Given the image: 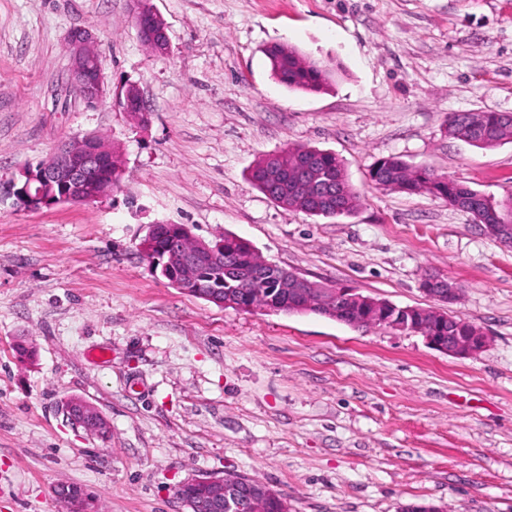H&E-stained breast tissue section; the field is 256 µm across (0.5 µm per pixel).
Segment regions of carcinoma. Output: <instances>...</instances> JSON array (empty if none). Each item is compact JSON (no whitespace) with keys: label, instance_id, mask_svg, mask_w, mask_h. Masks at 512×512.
Segmentation results:
<instances>
[{"label":"carcinoma","instance_id":"cac0c4a2","mask_svg":"<svg viewBox=\"0 0 512 512\" xmlns=\"http://www.w3.org/2000/svg\"><path fill=\"white\" fill-rule=\"evenodd\" d=\"M265 54L273 77L291 89L320 93L332 86L331 68L304 55L295 46L273 44L266 48ZM444 133L481 149H494L512 143V114L452 113L446 120ZM273 163L287 171V181L273 184L264 179V171ZM248 179L272 201L311 216H350L362 204V196L349 182L342 159L316 147L290 144L262 155L250 167ZM369 179L375 188L383 191L427 194L465 212L475 211L474 220L481 225H512V194L494 201L454 178L437 176L398 156L377 160ZM279 272L280 266L263 260L250 242L226 233L224 271L208 269L206 277L235 294L244 305L258 309L266 305L268 297H284Z\"/></svg>","mask_w":512,"mask_h":512}]
</instances>
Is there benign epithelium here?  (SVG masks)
Instances as JSON below:
<instances>
[{
	"label": "benign epithelium",
	"mask_w": 512,
	"mask_h": 512,
	"mask_svg": "<svg viewBox=\"0 0 512 512\" xmlns=\"http://www.w3.org/2000/svg\"><path fill=\"white\" fill-rule=\"evenodd\" d=\"M133 2L134 21L141 40L155 55L166 56L170 47L166 27L144 23L142 0ZM69 42L72 57L70 84L86 106L95 107L104 101L107 90L94 35L86 27L77 28L70 32ZM114 100L124 112L132 107L138 109L137 113L131 115L137 123L148 121V109L136 85L123 86L115 93ZM6 194L23 207L34 210L103 201L112 196V148L98 136L67 140L47 159L26 167L20 179L10 181ZM486 233L497 238L501 246L512 247L511 224H492L486 228ZM223 253L224 239L206 241L195 237L192 248L170 243L160 250L153 261L166 270L175 287L222 306L226 301L232 302V299H224L222 288L201 291L200 272L205 264ZM280 287L287 291L288 304L296 308L308 306L315 294L322 297L325 307L332 308L336 296L346 295L355 327L371 316L382 314L385 307L384 302L353 288H321L297 275L290 279L283 278ZM391 308L393 312L384 319L388 328L421 334L428 345L450 356L473 357L483 352L490 343V336L483 329L460 315H448L451 326L449 335L437 336L428 331L423 322L445 314L438 307H398L393 304ZM61 410L72 425L90 435H99L100 429L108 423L97 407L80 397L66 399ZM179 488L201 490L198 496L182 500L188 512H233L241 502L246 503L248 512H267L272 497L268 487L234 473L222 476L194 474L185 478ZM59 489L65 512H99L96 500L84 487L63 483Z\"/></svg>",
	"instance_id": "7a95c632"
}]
</instances>
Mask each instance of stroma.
Instances as JSON below:
<instances>
[{"mask_svg": "<svg viewBox=\"0 0 512 512\" xmlns=\"http://www.w3.org/2000/svg\"><path fill=\"white\" fill-rule=\"evenodd\" d=\"M170 51L142 43L132 0H0V183L62 141L103 137L122 163L107 200L27 210L0 198V512H63L71 482L101 512H187L192 474L233 472L288 512H512V249L429 195L379 191L395 155L501 200L512 144L448 138L454 112L512 113V0H148ZM92 27L109 91L137 84L138 125L69 83L68 32ZM329 62L332 88L275 81L264 47ZM289 144L329 150L362 194L323 218L247 181ZM231 233L266 261L399 306L427 275L491 338L457 358L409 331L242 312L172 286L137 245L155 222ZM28 341L32 361L15 358ZM81 397L100 439L70 424ZM61 410L69 422L77 428H82L90 435L99 436L100 429L108 423L105 415L93 404L80 397L66 399Z\"/></svg>", "mask_w": 512, "mask_h": 512, "instance_id": "obj_1", "label": "stroma"}]
</instances>
